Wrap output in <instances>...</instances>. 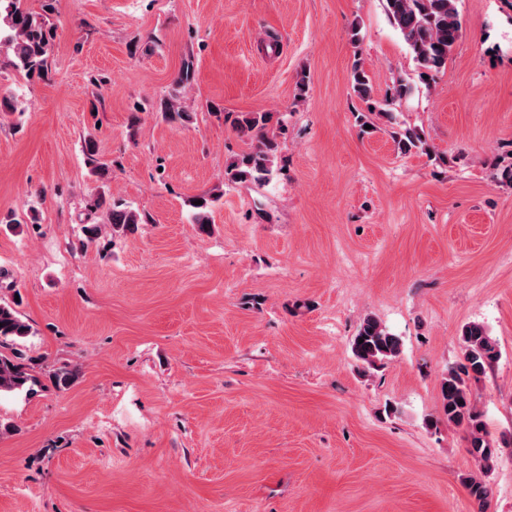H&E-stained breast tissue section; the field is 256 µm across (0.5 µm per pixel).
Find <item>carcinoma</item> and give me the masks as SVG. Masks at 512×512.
I'll use <instances>...</instances> for the list:
<instances>
[{"label":"carcinoma","mask_w":512,"mask_h":512,"mask_svg":"<svg viewBox=\"0 0 512 512\" xmlns=\"http://www.w3.org/2000/svg\"><path fill=\"white\" fill-rule=\"evenodd\" d=\"M385 7L420 75L430 77L444 69L463 30L456 0H385ZM52 11V0H47L41 14L21 8L20 0H0V49L6 50V59L0 61V66L22 72L31 79L46 75L55 41V28L47 17ZM349 80L360 98H372L373 86L361 65H353ZM158 112L170 124L184 126L193 120L192 114L173 96L160 102ZM271 120L269 112H239L231 120L240 137L248 141V148L228 162L225 181L262 183L270 179L279 156V143L266 132ZM395 143L404 153L424 146L419 133L410 127L395 133ZM192 208V223L201 231L208 230L212 223V200L204 197L201 204ZM110 223L115 229L131 231L143 220L132 208L114 206ZM30 335L31 328L18 311L10 303L0 301V394L34 395L43 387L44 377L57 389H66L77 380L78 374L72 369L46 370L25 358L20 345ZM461 342L464 364L449 370L441 382L442 410L448 424L465 430L468 453L486 475L497 463L500 449L487 439L482 413L472 399L470 382L480 380L494 369L500 350L496 340L479 323L462 328ZM351 350L363 371L369 372L394 361L401 354L402 340L376 318L367 317L352 339ZM466 483L480 512H485L491 495L489 484L480 477H470Z\"/></svg>","instance_id":"1"}]
</instances>
